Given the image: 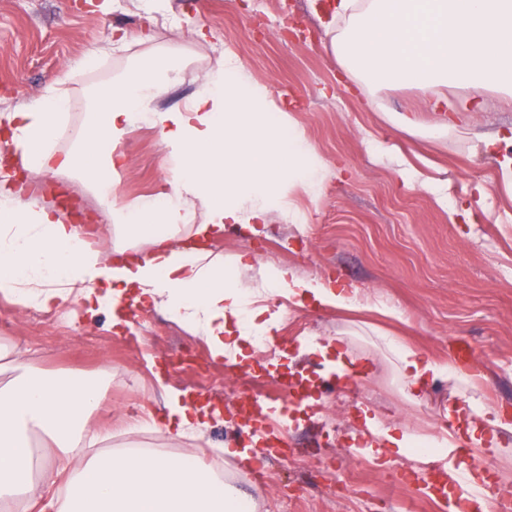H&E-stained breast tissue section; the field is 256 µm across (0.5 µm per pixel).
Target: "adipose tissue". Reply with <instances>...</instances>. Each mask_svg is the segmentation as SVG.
Wrapping results in <instances>:
<instances>
[{"label":"adipose tissue","instance_id":"adipose-tissue-1","mask_svg":"<svg viewBox=\"0 0 512 512\" xmlns=\"http://www.w3.org/2000/svg\"><path fill=\"white\" fill-rule=\"evenodd\" d=\"M323 9L342 22L331 42L352 79L427 88L435 93V110L442 103L439 88L448 85L512 96V0H327ZM181 71L173 56H141L94 92L79 145L67 152L57 147L70 102L64 79L0 114V131L23 168L73 174L98 194L107 218L100 233L112 232L116 220L139 233L149 224L163 228L151 235L146 253L111 259L85 244L79 227L33 202L11 163L1 162L0 292L46 308L80 298L110 307L118 324L126 305L160 308L193 326L216 358L243 354L268 332L262 302L271 293L295 309L316 303L364 310L358 290L291 268L260 272L256 285L243 288L239 276L251 263L205 247L225 225L265 223L271 206L290 213L282 182L316 187L321 164L291 114L277 110L267 88L232 53L206 72L184 107H166L162 96ZM142 121L158 129L180 160L175 199L163 208L119 201L110 190L124 159L121 146ZM386 342L408 400H418L428 381L445 375L470 386L469 375L394 337ZM1 359L12 377L0 383V503L23 499L31 512H256L257 502L238 485L189 456L126 448L76 463L83 447L100 439L86 426L99 407L96 388L41 377L3 347ZM163 392L171 438L203 425L204 410L191 406L185 392L168 386ZM457 416L459 441L502 453L499 437L512 433L511 415L472 398ZM41 442L55 450L64 490H55L53 476L41 472L33 454Z\"/></svg>","mask_w":512,"mask_h":512}]
</instances>
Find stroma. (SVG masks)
Wrapping results in <instances>:
<instances>
[{
	"label": "stroma",
	"instance_id": "1",
	"mask_svg": "<svg viewBox=\"0 0 512 512\" xmlns=\"http://www.w3.org/2000/svg\"><path fill=\"white\" fill-rule=\"evenodd\" d=\"M83 0H0V111L41 97L55 79L67 81L72 109L58 147L74 148L88 112L90 89L112 81L156 48L180 54L186 67L162 98L182 105L198 91L211 64L233 52L275 102L290 110L323 169L315 190L297 187L295 218L270 209L259 233L242 224L209 240L208 248L242 254L267 269L292 267L302 276L332 278L360 289L362 300L401 310L403 322L336 313L309 304L290 311L284 299L268 300L276 325L263 353L265 363L288 368L320 384L336 373L335 357L300 352V339L340 338L346 361L367 376L356 403L318 393L315 409L288 412V431L299 458L292 465L266 462L256 482L240 475V485L259 512H443L400 475L391 474L398 456L369 440L363 455L339 442L348 428H365L371 408L377 428L394 426L437 442L435 465L450 468L441 449L446 440L434 427L448 404L464 397L445 379L428 382L419 402L405 401L395 359L382 341L391 335L427 356L450 362L456 348L470 346L480 375L474 394L512 413V190L498 181L496 159L484 153L485 136L504 138L499 152L512 157V98L451 87L448 106L431 111L429 90L416 85L349 82L337 60L328 20L319 0H172L164 25L147 28L131 0H109L107 9L84 8ZM309 37L294 41L282 29L283 14ZM120 28L128 43L112 47ZM95 65H87L89 53ZM427 126L455 120L459 128L427 140L401 131L396 114ZM123 167L114 174L119 197L150 199L171 190L174 160L159 131L136 125L122 145ZM434 180L433 189L413 185L411 170ZM483 189L472 219L454 220L452 209ZM66 323L36 319V305L24 306L0 294V345L18 351L30 368L49 376L67 375L101 383L92 429L112 436L99 451L137 445L204 458L206 449L227 450L239 419L213 420L202 430L174 441L161 429L166 413L162 385L200 400L232 405L233 391L221 379L225 362L212 358L203 338L163 310L132 315L114 331L112 311H86L66 302ZM193 355L210 366L204 379L190 370L167 369L169 359ZM337 458L339 475L355 478L364 498L342 497L336 479L321 463Z\"/></svg>",
	"mask_w": 512,
	"mask_h": 512
}]
</instances>
